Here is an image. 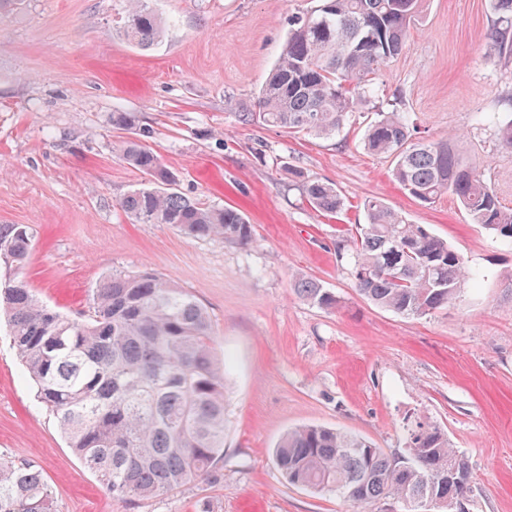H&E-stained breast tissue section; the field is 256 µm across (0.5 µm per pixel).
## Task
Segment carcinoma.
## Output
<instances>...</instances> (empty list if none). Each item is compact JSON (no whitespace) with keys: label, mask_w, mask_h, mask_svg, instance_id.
<instances>
[{"label":"carcinoma","mask_w":512,"mask_h":512,"mask_svg":"<svg viewBox=\"0 0 512 512\" xmlns=\"http://www.w3.org/2000/svg\"><path fill=\"white\" fill-rule=\"evenodd\" d=\"M426 0H320L292 20L279 58L244 125L261 123L330 137L376 94L371 76L407 47ZM491 48L512 58V0H492ZM164 32L146 0H129L122 36L147 49ZM126 142L123 160L149 177L120 207L141 224H170L184 234L247 246L251 224L233 207L213 208L173 188L159 156ZM365 148L393 159V176L417 201L455 197L472 221L512 242V208L486 182L479 164L454 137L415 136L406 118L387 112L372 122ZM310 204L333 216L344 202L335 186L304 184ZM356 227L353 279L360 295L403 316L445 309L464 288V258L422 224H411L383 200L365 201ZM35 234L27 224H0V264L26 263ZM322 308L336 296L316 280L294 284ZM13 347L37 396L52 412L69 447L112 497L139 500L193 480L217 478L224 458V360L214 350L207 308L175 282L150 272L111 273L99 283L88 314L70 319L43 305L22 281L0 288ZM288 482L314 493L336 492L360 512L393 501L405 512L426 503L457 510L467 497L469 467L441 429L417 422L407 453L389 455L352 434L316 425L288 431L273 450ZM40 470L0 458V512H52Z\"/></svg>","instance_id":"cac0c4a2"}]
</instances>
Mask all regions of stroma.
<instances>
[{"instance_id": "1", "label": "stroma", "mask_w": 512, "mask_h": 512, "mask_svg": "<svg viewBox=\"0 0 512 512\" xmlns=\"http://www.w3.org/2000/svg\"><path fill=\"white\" fill-rule=\"evenodd\" d=\"M166 21L143 50L119 34L128 0H21L0 10V224H28L26 281L63 315L87 313L113 272L150 270L210 312L226 362L221 482L198 480L122 502L69 448L38 401L0 319V457L39 469L53 512H354L339 494L288 483L272 449L288 429L322 425L404 454L415 421L439 427L470 463L469 512H512V244L472 222L448 195L425 205L369 153L379 112L404 113L419 136L457 135L461 152L512 207V149L497 140L512 120V60L490 49V0H429L406 51L378 71L379 90L329 138L242 125L293 16L313 0H149ZM137 127L177 179L209 206L236 207L254 242L197 239L167 224H138L120 207L146 178L121 157ZM336 186V217L314 210L305 180ZM383 199L444 238L476 280L447 309L407 318L361 296L343 229ZM317 279L339 304L325 310L293 284Z\"/></svg>"}]
</instances>
